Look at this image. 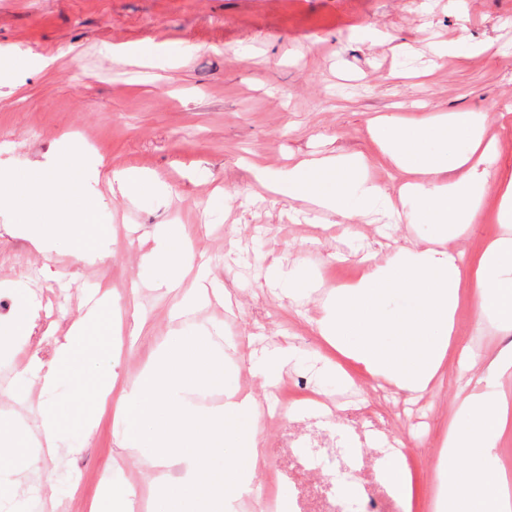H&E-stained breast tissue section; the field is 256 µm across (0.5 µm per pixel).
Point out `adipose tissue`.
<instances>
[{"instance_id":"ef3b65f1","label":"adipose tissue","mask_w":512,"mask_h":512,"mask_svg":"<svg viewBox=\"0 0 512 512\" xmlns=\"http://www.w3.org/2000/svg\"><path fill=\"white\" fill-rule=\"evenodd\" d=\"M374 127L382 132L377 144L383 158L409 176L397 194L366 177L369 161L362 156L306 158L282 172L279 181L289 196L345 218L380 208L397 224L413 205L421 222L430 225V242L370 262L359 279L326 297L316 321L324 342L360 372L383 378L400 392L422 393L444 367L463 283L471 285L477 322L490 318L501 332H512V234L496 238L466 271L460 256L446 247L456 229L476 223L488 189L498 193L500 223H512V177L498 178L491 168L495 147L484 139L482 115L461 113L425 126L386 115ZM85 157V149L73 144L61 166L38 164L25 178L23 193L32 206L50 203L59 211V223L29 216L18 229L43 257H51L62 238L71 240L76 252L87 248L83 226L96 204L74 176ZM150 237L158 276L168 287H180L192 261L183 229L158 227ZM393 293L405 298L406 308L389 318L383 302ZM114 305L111 289L99 290L94 304L58 342L52 360L27 371L28 381L40 389L37 433L0 421V458L11 460L0 465V512H22L18 491L28 472L58 455V436L73 423L71 400L62 387L90 368L95 351L86 337L89 324L109 322L115 334L123 333V317L114 314ZM37 317L31 297L19 294L10 320L0 323V353L31 335ZM510 374L512 343L488 362L483 389L464 396V420L448 428L434 512H512V473L498 458L499 442L512 430V403L497 382ZM227 379L224 358L210 337L186 336L159 351L121 395H114L109 379L96 388L98 402L111 404L122 428V446L148 448L158 466L176 469L175 477L158 478L172 494L175 512H233L242 496L261 494L254 480L262 456L260 411L253 397L239 394ZM210 388L223 389V404L199 407L196 394ZM218 455L224 458L220 471L213 467ZM378 477L402 512H409L411 478L402 449L380 464Z\"/></svg>"}]
</instances>
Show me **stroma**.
<instances>
[{"label": "stroma", "instance_id": "35a3bbf8", "mask_svg": "<svg viewBox=\"0 0 512 512\" xmlns=\"http://www.w3.org/2000/svg\"><path fill=\"white\" fill-rule=\"evenodd\" d=\"M1 49L17 65L0 78V174L61 161L80 141L88 157L77 177L106 230L95 252L79 255L61 241L47 261L14 232L23 201L0 208V316L10 315L18 289L39 312L33 334L18 341L25 360L10 362L0 382V419L33 409L38 392L23 372L49 360L88 297L108 287L125 319L140 314L145 325L132 344L100 339L85 390L98 376L130 384L173 337L209 334L235 388L264 414V492L289 494L291 512H343L332 469L308 459L318 445H354L369 499L379 512H401L377 478L388 449L401 448L414 512H428L463 398L458 386L479 381L483 364L449 354L442 377L412 397L370 376L351 388L329 373L336 355L315 321L325 296L362 274L365 254L383 259L411 247L429 225L321 213L263 186L248 163L275 176L311 156L362 154L373 162L369 177L393 192L406 175L380 159L374 117L475 112L497 144L494 169L512 175V0H463L456 9L448 0H0ZM131 168L157 176L162 191L134 201L113 191V173ZM497 206L488 190L479 222L449 238L464 263L501 233ZM161 225L184 227L191 254L206 263L207 293L186 318H174L178 296L157 279L143 242ZM277 264L304 275L307 295L269 283ZM455 336L482 358L501 339L494 321L476 324L467 297ZM275 347L294 353L289 383L334 404L327 421L291 407L267 421L277 399L249 352ZM86 407L93 441L83 447L76 431L64 432L78 452L46 461L57 476L51 485L30 474L21 490L27 512L48 499L56 512H84L116 467L144 512H166L149 450L120 447L111 406ZM362 417L382 426V440L362 441Z\"/></svg>", "mask_w": 512, "mask_h": 512}]
</instances>
